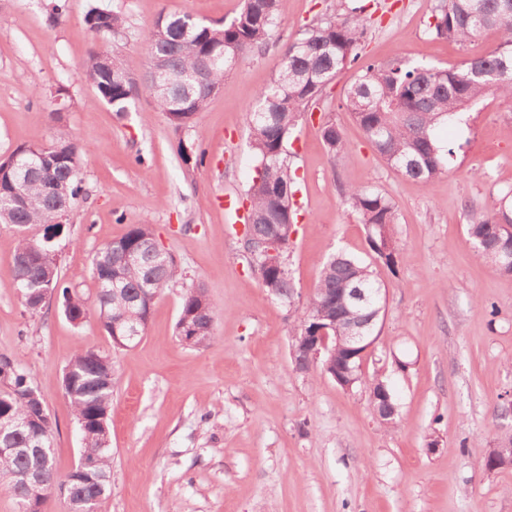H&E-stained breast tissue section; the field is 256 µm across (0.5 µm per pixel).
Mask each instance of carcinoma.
Here are the masks:
<instances>
[{
  "mask_svg": "<svg viewBox=\"0 0 512 512\" xmlns=\"http://www.w3.org/2000/svg\"><path fill=\"white\" fill-rule=\"evenodd\" d=\"M351 5L336 16L307 27L302 37L289 43L282 54L278 73L262 88L248 107L249 146L255 159V175L246 192L250 207L246 218L251 241L263 248L257 254L261 285L272 297L287 304L296 291L289 268L267 265L268 260L288 258L290 238L279 234V225L296 223L292 199L296 181L288 162V146L301 117L313 114L324 90L350 70L362 56L368 19L363 6ZM286 0H245L241 12L229 23H205L187 14L162 12L155 27L158 36L147 44V61H161L170 73L165 83L147 67L144 82L137 84L126 69L113 72L93 52L84 75L95 92V100L116 112H127L145 93L153 98L157 111L167 115L175 128L193 124L203 111L210 93L190 76L197 70L208 72V85L220 88L224 76L240 61L261 49L282 21ZM91 31L108 36L117 32L122 19L99 7L84 17ZM429 29L438 37L465 44L486 30L498 34L496 49L486 56L467 59L453 67H437L403 57L362 66L344 88L341 108L363 131L366 141L387 164L402 176L423 186L431 185L448 171L453 149L438 139L437 130L459 120L466 109L492 94L512 99V0H436ZM320 135L334 161L348 152V142L340 127L321 114ZM47 160L36 154L40 145L24 146L0 160V224L24 228L44 225L43 240L25 236L15 240L12 258L33 260L31 278L39 284L20 292L21 304L31 314L42 312L52 295L62 296L64 315L73 322L95 314L108 336L133 327L144 335L156 298L167 288L181 287V303L175 325L179 339L193 338L191 348L207 346L214 335L217 306L205 288L187 284L178 273L172 255L157 256L152 250L156 233L150 224H132L120 238V245L139 253L136 265H126L112 257L109 246L97 250L91 260L96 284L94 307L78 292L59 280L58 259L48 233L59 235L64 225L57 220L83 195L80 178V144L65 132L51 142ZM54 180L68 187V194L48 192ZM24 192L25 204L12 203L13 192ZM347 205L364 225L372 261L338 252L321 262L320 278L311 293L299 330L326 329L336 336V326L344 317L357 318L380 309L372 335H379L380 318L385 314L386 286L378 268L395 271L403 255L397 237L395 204L381 191L358 185L344 189ZM512 224V188L494 194L484 212L467 226V236L476 254L495 268L512 255V239L499 233L498 225ZM352 288L376 289L379 298L368 304L354 303L343 308L340 297ZM112 358L95 348L80 347L63 369L66 390L81 433L79 455L95 462L93 478L74 482L71 475L59 476L54 461L38 449L26 454L0 451V477L8 480L17 506L24 512L18 477L43 484L47 496L56 494L53 484L67 486L63 497L67 512H98L111 492L108 478L112 470L109 418L112 409ZM372 410L389 400L394 411L378 416L386 425L397 423L398 403L387 384L374 378L366 383ZM34 382L17 359L0 356V416L27 421L14 437L12 446L28 447L38 430L53 433L42 395H33Z\"/></svg>",
  "mask_w": 512,
  "mask_h": 512,
  "instance_id": "cac0c4a2",
  "label": "carcinoma"
}]
</instances>
